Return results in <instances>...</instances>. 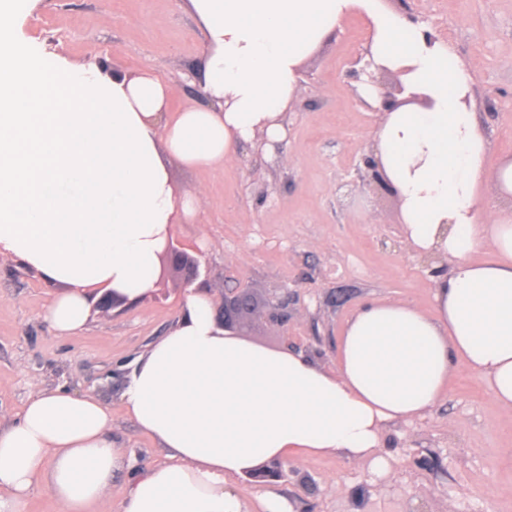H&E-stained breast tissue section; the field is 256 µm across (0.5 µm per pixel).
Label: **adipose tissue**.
<instances>
[{
  "label": "adipose tissue",
  "mask_w": 512,
  "mask_h": 512,
  "mask_svg": "<svg viewBox=\"0 0 512 512\" xmlns=\"http://www.w3.org/2000/svg\"><path fill=\"white\" fill-rule=\"evenodd\" d=\"M15 2L0 0V256L58 287L44 310L56 335L84 330L94 292L145 296L173 224L201 219L198 197L176 194L169 159L213 167L256 132L281 139L303 62L353 10L372 24L374 61L404 69L407 92L431 101L384 113L372 148L402 197L408 242L453 263L435 278L431 312L396 299L360 305L332 371L224 335L209 290L188 289L121 395L166 462L139 471L97 395L40 389L0 423V512H27L38 488L59 512H245L233 480L267 460L333 455L386 472L387 433L430 413L458 359L512 414V218L478 204L490 181L512 198V158L486 168L464 104L471 74L449 66L441 42L381 0H185L207 47V103L172 114L174 90L152 73L19 57L6 37ZM481 246L492 260L472 261Z\"/></svg>",
  "instance_id": "adipose-tissue-1"
}]
</instances>
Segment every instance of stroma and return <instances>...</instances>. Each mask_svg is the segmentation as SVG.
<instances>
[{
    "label": "stroma",
    "instance_id": "stroma-1",
    "mask_svg": "<svg viewBox=\"0 0 512 512\" xmlns=\"http://www.w3.org/2000/svg\"><path fill=\"white\" fill-rule=\"evenodd\" d=\"M409 3L434 23L449 62L469 68L485 162L496 168L512 157V0ZM9 34L48 60L63 55L109 73L152 71L176 90L169 112L203 101L195 73L204 42L184 0H34ZM369 41L359 16L338 23L303 65L281 140L241 145L221 167L168 163L176 191L202 200L200 223L173 225L170 236L198 260L213 296L223 292L228 266L259 300L284 286L300 295L303 317L289 333L254 316L246 321L247 343L271 351L289 340L310 346L313 362L328 371L360 304L388 298L430 310L429 270L442 264L406 243L395 198L354 181L380 117L358 102L344 74ZM54 294L0 256V422L16 418L35 389L90 391L111 404L112 438L134 453L140 470L162 463L164 450L124 414L119 396L133 360L175 325L181 273L159 264L152 289L133 307L96 299L86 329L67 338L43 318ZM405 434L438 453L437 472L408 470L393 448L382 476L332 455L309 457L301 466L312 491L292 478L269 489L293 500L296 512H512V419L464 364L429 416Z\"/></svg>",
    "mask_w": 512,
    "mask_h": 512
}]
</instances>
